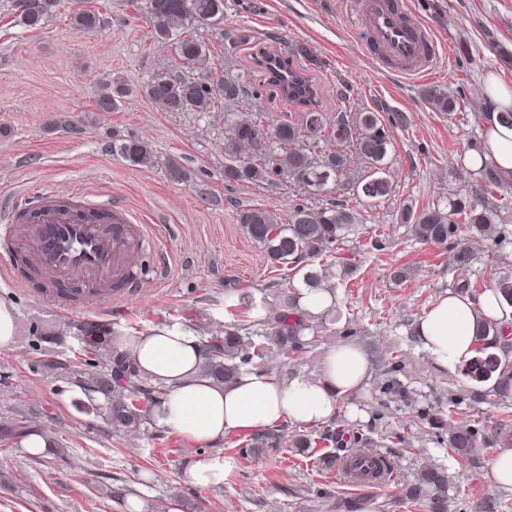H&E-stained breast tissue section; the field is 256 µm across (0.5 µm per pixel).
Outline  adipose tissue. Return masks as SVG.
<instances>
[{"mask_svg":"<svg viewBox=\"0 0 512 512\" xmlns=\"http://www.w3.org/2000/svg\"><path fill=\"white\" fill-rule=\"evenodd\" d=\"M489 94L496 106L484 123L486 158L512 177V126L499 120L501 112L512 108V89L497 84ZM488 318L512 324V306L499 303L490 291L475 299L449 291L417 319L414 334L436 366L455 371L474 357L476 337ZM117 345L133 351L142 378L169 385L157 411L159 423L196 443L217 442L237 431H262L281 422L309 426L329 419L341 397L361 387L370 373L367 354L342 344L326 355L318 376L281 382L245 373L235 383L220 386L201 374L199 340L183 327L153 328ZM235 468L233 458L213 454L194 459L187 477L194 485L217 487Z\"/></svg>","mask_w":512,"mask_h":512,"instance_id":"adipose-tissue-1","label":"adipose tissue"}]
</instances>
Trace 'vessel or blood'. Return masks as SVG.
<instances>
[{
	"label": "vessel or blood",
	"mask_w": 512,
	"mask_h": 512,
	"mask_svg": "<svg viewBox=\"0 0 512 512\" xmlns=\"http://www.w3.org/2000/svg\"><path fill=\"white\" fill-rule=\"evenodd\" d=\"M363 19L378 58L426 67L435 43L409 19L402 0H365ZM0 233L12 247L6 270L20 286L37 277L35 301L57 299L85 316L112 318V302L133 295V263L150 239L147 225L126 208L102 201L89 206L79 194L43 193L21 221L0 217Z\"/></svg>",
	"instance_id": "b4317fda"
}]
</instances>
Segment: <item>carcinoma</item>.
I'll use <instances>...</instances> for the list:
<instances>
[{
	"mask_svg": "<svg viewBox=\"0 0 512 512\" xmlns=\"http://www.w3.org/2000/svg\"><path fill=\"white\" fill-rule=\"evenodd\" d=\"M62 0H17L21 24L40 29L60 10ZM140 9L150 18L154 37L159 43L174 45L176 67L155 76L142 86V94L162 112H209L218 102L237 103L244 87L226 80L210 64V49L187 28L207 18L212 25L224 23V0H142ZM106 18L94 10H78L70 15L72 33L87 35L102 29ZM264 63L277 73L279 81L288 86L286 100L303 109L301 123H279L271 136L279 143L281 153L274 159L256 162L246 149L261 150V133L257 127L227 112L229 136L224 139V182L269 183L273 177L288 173L308 191L317 194L327 191L330 182L345 172L347 157L336 151L320 148L318 136L330 130L339 142H351L356 154L368 164L367 174L354 185L359 201L376 203L389 199L394 187L386 174V162L392 145V129L404 126L407 116L392 112L383 118L378 112H345L340 110L330 118L319 104V88L309 69L279 54L265 53ZM132 93L120 77L99 83L95 98L96 110L115 112ZM421 97L434 112L450 114L460 105V98L438 86L421 91ZM320 150L321 161L313 163L309 153ZM112 152L132 166L151 167L156 164L152 147L136 137H113ZM512 180L502 176L491 162L469 174L467 188L436 203L416 209H402L400 220L409 225L412 236L423 244L453 245L452 263L467 271L486 246L503 248L512 243V229L506 224L492 223L493 216L512 208ZM237 223L246 235L258 244L270 265H292L305 288L335 293V287L325 274L324 257L358 233V213L344 204L331 202L318 210L296 207L288 221L260 207L244 208L237 213ZM489 289L512 305V270L498 272ZM262 332L256 336L238 331H226L222 336L200 339L203 373L218 383H232L247 372L271 373L270 354L285 361L305 360L324 344V336L299 308L297 294L284 291L278 302L270 305L259 319ZM103 344L99 335H87L86 354L105 359V372L95 378L92 391L101 395L109 410L112 429L134 431L147 420V406L161 405L168 388L162 382L150 383L140 377L131 354L115 347L99 351ZM498 350L499 354L492 353ZM476 357L471 365L492 361L490 372L498 374L495 388L486 392L475 388L461 392L455 379L447 375L436 378L440 392L446 394L448 407L423 412L424 419L440 435L448 434V455L464 465L474 461L478 436L485 420L474 418L480 405L492 402L504 415L499 423L501 432L509 433V406L512 405V325L495 319L486 320L475 343ZM380 392L404 399L407 387L402 377L407 373V353L398 344L389 346L377 360ZM457 421L448 428V422ZM284 433L268 429L253 433L239 448L253 453L257 448L279 450ZM319 439L342 447L346 440L341 430L331 424L319 430ZM341 469L343 479L365 489L391 480L393 463L378 450V441L371 433L353 436V447L346 449ZM408 502L425 512H449L448 468L439 464L424 466L414 487L406 493Z\"/></svg>",
	"mask_w": 512,
	"mask_h": 512,
	"instance_id": "obj_1",
	"label": "carcinoma"
}]
</instances>
